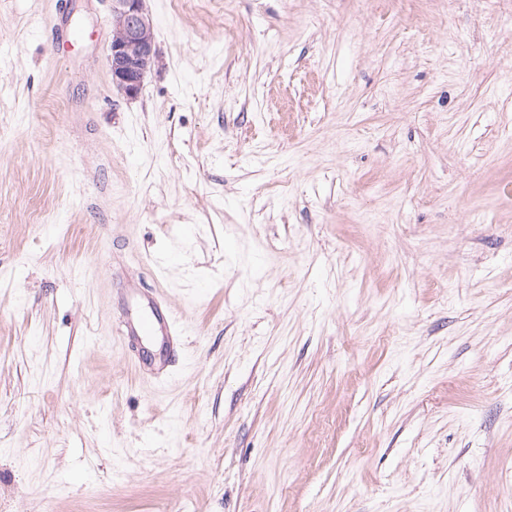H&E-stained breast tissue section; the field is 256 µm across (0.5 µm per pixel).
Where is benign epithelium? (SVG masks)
Returning a JSON list of instances; mask_svg holds the SVG:
<instances>
[{
    "label": "benign epithelium",
    "instance_id": "benign-epithelium-1",
    "mask_svg": "<svg viewBox=\"0 0 512 512\" xmlns=\"http://www.w3.org/2000/svg\"><path fill=\"white\" fill-rule=\"evenodd\" d=\"M156 56L153 23L144 0H112L108 55L112 85L126 97H136Z\"/></svg>",
    "mask_w": 512,
    "mask_h": 512
}]
</instances>
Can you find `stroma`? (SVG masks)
I'll list each match as a JSON object with an SVG mask.
<instances>
[{
    "mask_svg": "<svg viewBox=\"0 0 512 512\" xmlns=\"http://www.w3.org/2000/svg\"><path fill=\"white\" fill-rule=\"evenodd\" d=\"M145 5L0 0V512H512V0ZM112 1L109 68L112 84L128 98L136 97L157 56L153 23L144 0ZM141 305V311L133 319L119 321L117 330L121 341L132 345L134 357L139 366L148 369H160L168 364L175 355L174 338L182 336L184 325L162 300L157 286L147 287L140 282L138 287L127 284ZM166 304H164V303ZM159 336L167 340L164 353L159 356L147 345H154Z\"/></svg>",
    "mask_w": 512,
    "mask_h": 512,
    "instance_id": "stroma-1",
    "label": "stroma"
}]
</instances>
